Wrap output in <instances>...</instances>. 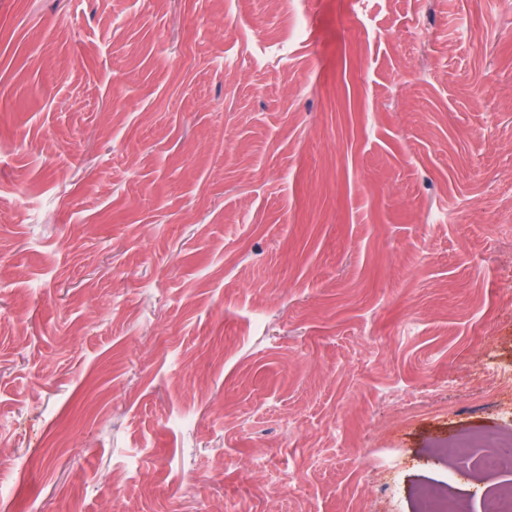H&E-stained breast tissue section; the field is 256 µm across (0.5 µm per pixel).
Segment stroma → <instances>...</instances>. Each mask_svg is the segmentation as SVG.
I'll return each instance as SVG.
<instances>
[{
	"label": "stroma",
	"mask_w": 512,
	"mask_h": 512,
	"mask_svg": "<svg viewBox=\"0 0 512 512\" xmlns=\"http://www.w3.org/2000/svg\"><path fill=\"white\" fill-rule=\"evenodd\" d=\"M507 127L512 0H0V512L478 498Z\"/></svg>",
	"instance_id": "1"
}]
</instances>
